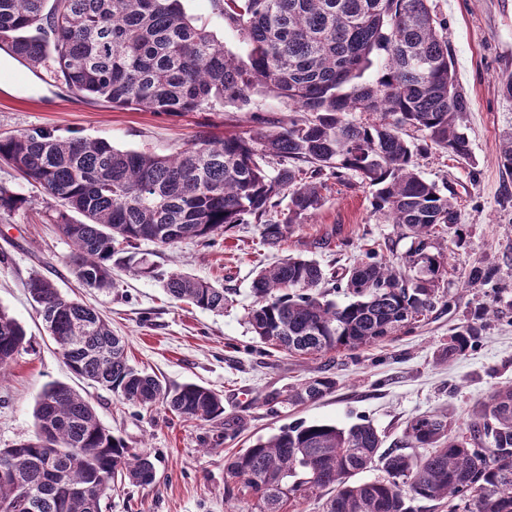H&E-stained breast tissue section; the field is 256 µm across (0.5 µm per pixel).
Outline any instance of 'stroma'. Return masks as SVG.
<instances>
[{
	"label": "stroma",
	"instance_id": "1",
	"mask_svg": "<svg viewBox=\"0 0 512 512\" xmlns=\"http://www.w3.org/2000/svg\"><path fill=\"white\" fill-rule=\"evenodd\" d=\"M448 22L457 80L469 100L462 125L470 140L471 162L438 152L417 157L426 179L448 182L460 205V234H445L447 272L439 282L435 309L409 333L372 346L324 357H299L265 349L253 336L247 313L254 303L251 282L257 271L281 253L301 255L323 266L341 267L374 247L388 259L404 256L410 240L403 229L385 223L371 206V191L356 177L329 179L324 204L288 235L283 252L268 250L261 227L239 224L206 247L183 241L167 248L150 242L120 251L112 267L113 286L99 292L79 287L72 275L73 246L58 226L55 200L0 163V184L31 199L18 211L0 213V307L23 326L27 345L0 384V448L36 433L33 409L50 382L69 384L94 407L104 426L133 448L150 454L152 483L115 487L104 512H226L224 488L228 459L257 439L295 422H327L340 427L371 423L393 445L408 420L445 412L450 434L465 432L469 414L495 388L512 384V177L497 159V146L512 132V99L498 79L512 72V0H436ZM197 24L224 41V48L246 57L237 33L225 28L207 0H186ZM287 119L282 99L258 95L252 111L158 115L112 107L74 95L46 66L28 67L0 50V134L44 128L62 138L104 139L116 148L169 155L199 134L253 135L254 114ZM490 259L500 268L496 283L465 287L472 265ZM151 266L136 274L131 262ZM174 271L230 288L223 314L171 300L161 280ZM40 275L66 297L100 309L128 343L137 368L173 386L196 383L224 400L223 428L180 418L164 408L137 412L111 391L74 377L45 330L25 283ZM495 310L480 336L453 360L441 358L458 327L480 307ZM326 374L335 392L302 406L268 402V395Z\"/></svg>",
	"mask_w": 512,
	"mask_h": 512
}]
</instances>
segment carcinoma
Wrapping results in <instances>:
<instances>
[{"label": "carcinoma", "mask_w": 512, "mask_h": 512, "mask_svg": "<svg viewBox=\"0 0 512 512\" xmlns=\"http://www.w3.org/2000/svg\"><path fill=\"white\" fill-rule=\"evenodd\" d=\"M208 2L248 46L247 58L226 52L184 0H0V49L34 68L49 65L71 92L114 107L166 115L243 111L260 94L288 102V123L256 113L273 129L256 137L203 134L172 156L32 128L0 135V162L59 203L60 229L74 246L72 273L97 291L112 288V258L123 244L195 239L212 246L237 224H258L263 243L279 250L292 225L321 208L327 181L351 172L371 190L373 209L409 232L408 251L394 262L371 248L340 273L288 255L257 272L248 323L260 343L298 356L357 350L411 327L434 308L446 272L439 234L461 218L451 187L424 178L414 156L432 149L470 156L461 127L469 101L434 0ZM377 55V78L359 81ZM355 112L365 117L350 119ZM407 128L420 138L407 139ZM499 160L512 175V135L499 145ZM30 204L0 185V213ZM497 274V266L479 262L466 284L485 285ZM330 281L351 296L348 303L319 291ZM27 289L76 376L146 411L161 405L186 420H221L219 393L195 383L171 386L133 366L125 340L99 310L61 295L40 275ZM164 289L212 312L228 302L224 287L182 272L171 273ZM491 313L481 308L442 356L464 353ZM25 344L23 326L1 308L0 377ZM335 390L334 378L316 376L290 387L282 403ZM34 416V437L0 448V512L21 489L31 497L25 512H102L112 486L152 482L150 455L102 425L67 384H48ZM449 427L446 414L416 416L404 444L386 448L369 423H290L233 455L227 498L251 500L250 512H297L301 500L324 490L332 492L324 512H413L415 499L445 501L450 512L455 500L464 512H512V385L478 404L466 434L452 437ZM407 448L430 452L418 457ZM375 463L384 476L356 479Z\"/></svg>", "instance_id": "obj_1"}]
</instances>
